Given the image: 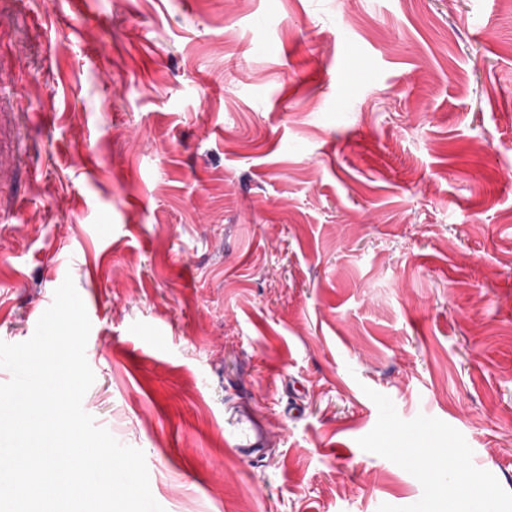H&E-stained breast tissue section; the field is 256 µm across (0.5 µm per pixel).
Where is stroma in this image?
<instances>
[{
    "instance_id": "35a3bbf8",
    "label": "stroma",
    "mask_w": 512,
    "mask_h": 512,
    "mask_svg": "<svg viewBox=\"0 0 512 512\" xmlns=\"http://www.w3.org/2000/svg\"><path fill=\"white\" fill-rule=\"evenodd\" d=\"M0 251V340L73 278L165 512H429L408 448L512 512L501 0H0ZM269 423L242 414L224 429V446L242 458L260 456L269 436Z\"/></svg>"
}]
</instances>
